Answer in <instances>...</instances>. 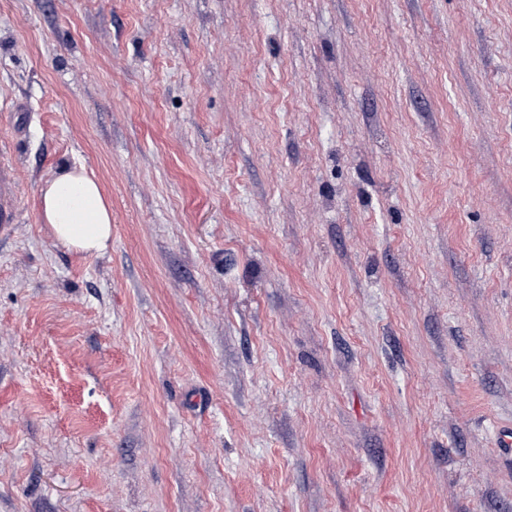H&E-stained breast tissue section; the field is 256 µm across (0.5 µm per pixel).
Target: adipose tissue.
Instances as JSON below:
<instances>
[{
    "instance_id": "ef3b65f1",
    "label": "adipose tissue",
    "mask_w": 512,
    "mask_h": 512,
    "mask_svg": "<svg viewBox=\"0 0 512 512\" xmlns=\"http://www.w3.org/2000/svg\"><path fill=\"white\" fill-rule=\"evenodd\" d=\"M40 220L58 245L87 254L105 253L112 241V206L84 168L64 167L39 187Z\"/></svg>"
}]
</instances>
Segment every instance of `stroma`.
Listing matches in <instances>:
<instances>
[{
	"instance_id": "35a3bbf8",
	"label": "stroma",
	"mask_w": 512,
	"mask_h": 512,
	"mask_svg": "<svg viewBox=\"0 0 512 512\" xmlns=\"http://www.w3.org/2000/svg\"><path fill=\"white\" fill-rule=\"evenodd\" d=\"M1 140L0 512H512V0H0ZM9 148L7 142L0 144V234L9 235L14 224L20 223V213L16 205L18 183L15 179L13 166L5 161V150ZM42 224L58 245L103 254L112 242V206L99 182L83 167H64L39 187Z\"/></svg>"
}]
</instances>
